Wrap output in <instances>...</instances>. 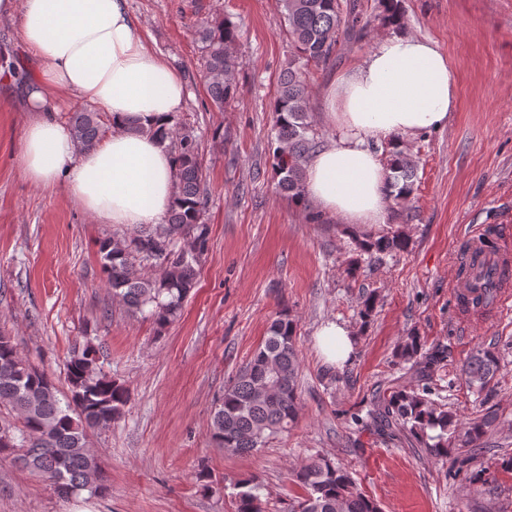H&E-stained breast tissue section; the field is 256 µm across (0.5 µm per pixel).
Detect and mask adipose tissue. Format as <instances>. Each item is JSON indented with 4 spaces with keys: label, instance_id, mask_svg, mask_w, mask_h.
I'll list each match as a JSON object with an SVG mask.
<instances>
[{
    "label": "adipose tissue",
    "instance_id": "ef3b65f1",
    "mask_svg": "<svg viewBox=\"0 0 512 512\" xmlns=\"http://www.w3.org/2000/svg\"><path fill=\"white\" fill-rule=\"evenodd\" d=\"M18 16L37 64L26 83L31 112L21 162L43 186L64 183L88 212L111 224H159L175 190L170 152L146 128L179 112L180 75L139 36L127 0H0V17ZM457 73L438 46L404 31L388 34L364 60L328 85L326 120L336 139L306 163L305 194L323 215L348 224L384 223L386 171L377 146L443 128L456 106ZM73 93L112 117V133L78 150L50 92ZM325 360L354 351L351 329L318 332Z\"/></svg>",
    "mask_w": 512,
    "mask_h": 512
}]
</instances>
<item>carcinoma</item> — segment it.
<instances>
[{"instance_id":"obj_1","label":"carcinoma","mask_w":512,"mask_h":512,"mask_svg":"<svg viewBox=\"0 0 512 512\" xmlns=\"http://www.w3.org/2000/svg\"><path fill=\"white\" fill-rule=\"evenodd\" d=\"M281 2L293 60L279 75L273 102L272 171L277 191L302 205L306 160L323 139L309 111L306 69L329 62L342 43L364 38L368 22L362 20L355 3L343 8L340 0ZM379 8V19L385 25L401 24L399 0H379ZM196 33L207 93L222 110L237 96L238 31L232 23L215 19L202 22ZM71 121L79 148L99 143L98 113L77 112ZM150 132L161 142L173 144L176 189L167 219L162 224L133 226L120 238H102L98 252L112 296L133 312L150 317L161 333L177 319L194 288L210 237L204 220L203 166L194 131L177 125L171 117ZM385 154L388 193L399 205L414 192L416 164L396 145L385 147ZM354 246L356 252L379 263L406 250L408 240L399 231L368 233L355 236ZM138 266H149L156 273L138 275ZM484 281L476 296L464 300V306L474 313L485 309L495 291L491 278ZM296 327L288 309H281L264 343L224 387L210 424L212 441L224 451L251 455L296 424ZM423 347L415 333L397 345L396 359L417 369V383L376 396L364 426L384 442L423 448L449 461L448 475H463L474 492L481 494L494 478L488 468H477L474 462L495 414L487 411L468 422L465 447H456L458 419L431 398L427 382L428 372L443 363L445 350L432 347L425 351ZM498 371L499 358L491 347L477 348L463 368L469 386L478 392L490 387ZM67 384V391L59 390L51 377L23 359L10 337L0 334V407L13 413V421L0 430V456L11 455L22 467L48 478L61 498L83 492L102 496L105 480L97 457L88 451V432L108 429L122 418L128 391L103 373L97 351L87 343L72 350ZM292 477L304 495L290 505L289 512H381L379 504L359 488L352 472L328 457L318 454L303 460L293 468ZM232 498L234 512H264L261 484L254 477L236 480Z\"/></svg>"}]
</instances>
